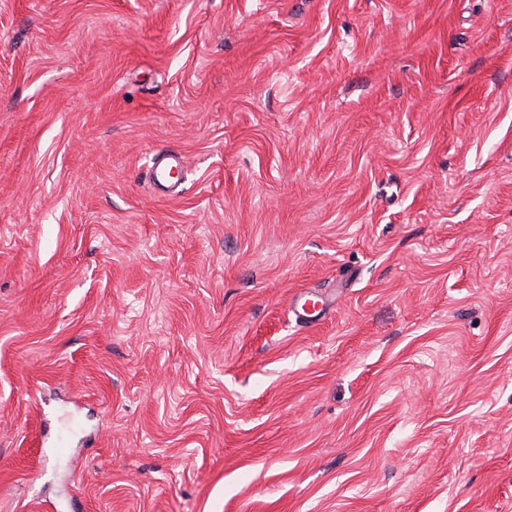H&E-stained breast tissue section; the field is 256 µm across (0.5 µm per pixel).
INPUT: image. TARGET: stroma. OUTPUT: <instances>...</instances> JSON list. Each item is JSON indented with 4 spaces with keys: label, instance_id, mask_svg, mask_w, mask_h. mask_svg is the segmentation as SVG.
<instances>
[{
    "label": "stroma",
    "instance_id": "1",
    "mask_svg": "<svg viewBox=\"0 0 512 512\" xmlns=\"http://www.w3.org/2000/svg\"><path fill=\"white\" fill-rule=\"evenodd\" d=\"M0 512H512V0H0ZM182 167L183 161L175 152H158L150 168L149 180L156 190L164 193L171 186L173 176H180ZM312 295L311 292L299 293L293 301V311L303 325L307 327L314 326L328 312V301L323 295H316L319 299L306 298ZM304 301L300 304V302Z\"/></svg>",
    "mask_w": 512,
    "mask_h": 512
}]
</instances>
